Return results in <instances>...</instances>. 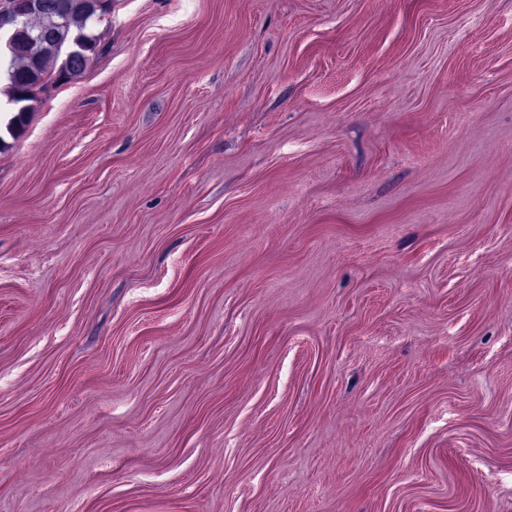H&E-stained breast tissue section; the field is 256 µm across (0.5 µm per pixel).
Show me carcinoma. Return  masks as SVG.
<instances>
[{
    "mask_svg": "<svg viewBox=\"0 0 512 512\" xmlns=\"http://www.w3.org/2000/svg\"><path fill=\"white\" fill-rule=\"evenodd\" d=\"M45 10L18 27L15 40L31 42L30 52L21 54L6 48L3 73L8 81V102L16 106L9 129L16 132L32 111L37 91L50 83L69 82L81 77L102 53L100 39L93 33L96 19L110 10L111 3L94 10L90 0H47Z\"/></svg>",
    "mask_w": 512,
    "mask_h": 512,
    "instance_id": "1",
    "label": "carcinoma"
}]
</instances>
